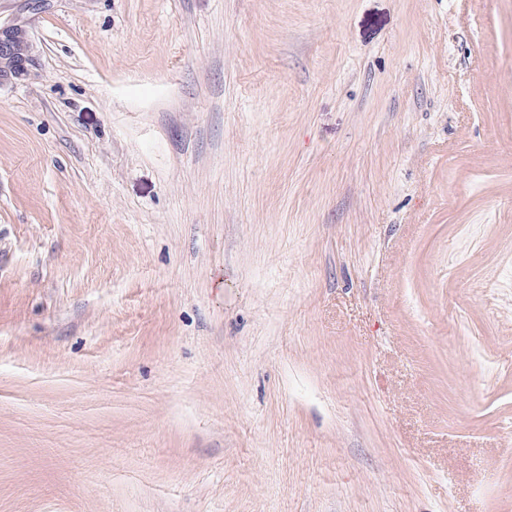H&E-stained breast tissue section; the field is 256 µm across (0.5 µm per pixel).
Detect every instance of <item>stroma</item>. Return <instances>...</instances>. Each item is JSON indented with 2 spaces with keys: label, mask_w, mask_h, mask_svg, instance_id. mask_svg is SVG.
I'll return each instance as SVG.
<instances>
[{
  "label": "stroma",
  "mask_w": 512,
  "mask_h": 512,
  "mask_svg": "<svg viewBox=\"0 0 512 512\" xmlns=\"http://www.w3.org/2000/svg\"><path fill=\"white\" fill-rule=\"evenodd\" d=\"M0 0V512H512V0ZM26 24L24 21H18L0 28V39L7 40L14 46L13 59L0 63V86L5 82L25 79L31 75L35 56ZM7 41L0 40V59L11 53V46Z\"/></svg>",
  "instance_id": "1"
}]
</instances>
